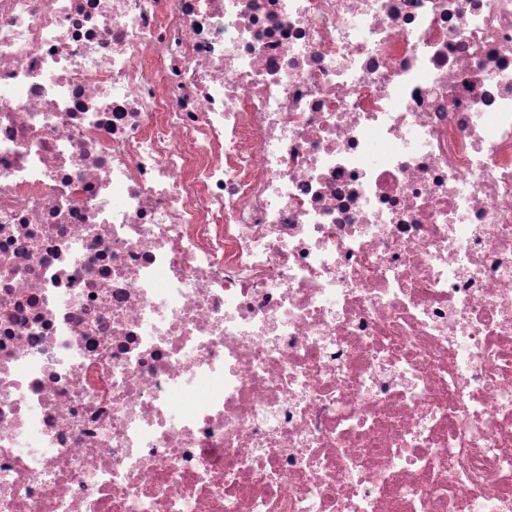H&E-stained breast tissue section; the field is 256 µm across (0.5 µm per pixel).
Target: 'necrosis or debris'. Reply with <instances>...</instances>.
I'll return each instance as SVG.
<instances>
[{
  "mask_svg": "<svg viewBox=\"0 0 512 512\" xmlns=\"http://www.w3.org/2000/svg\"><path fill=\"white\" fill-rule=\"evenodd\" d=\"M135 501L512 512V0H0V512Z\"/></svg>",
  "mask_w": 512,
  "mask_h": 512,
  "instance_id": "4bbe7bcc",
  "label": "necrosis or debris"
}]
</instances>
